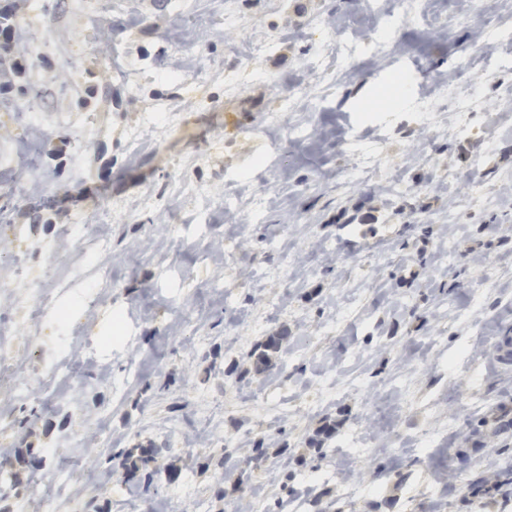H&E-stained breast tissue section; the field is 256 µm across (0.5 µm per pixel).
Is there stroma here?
<instances>
[{"mask_svg": "<svg viewBox=\"0 0 512 512\" xmlns=\"http://www.w3.org/2000/svg\"><path fill=\"white\" fill-rule=\"evenodd\" d=\"M68 2H12L40 24L0 74V149L35 112L41 167L0 171V257L68 278L84 224L117 285L20 329L24 375L63 343L85 385L0 406V461L40 459L13 499L43 497L59 453L81 461L82 512H503L484 470L492 449L512 464V365L495 357L512 333V39H475L512 0L479 24L466 0L392 18L371 0ZM345 34L364 53L347 58ZM475 190L495 206L468 205ZM117 316L129 334L105 342ZM149 443L152 499L119 460Z\"/></svg>", "mask_w": 512, "mask_h": 512, "instance_id": "1", "label": "stroma"}]
</instances>
